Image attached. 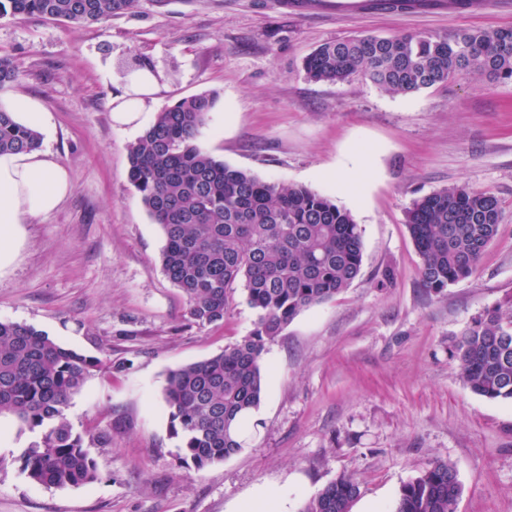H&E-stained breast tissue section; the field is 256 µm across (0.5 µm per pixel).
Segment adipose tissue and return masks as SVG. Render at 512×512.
<instances>
[{"mask_svg": "<svg viewBox=\"0 0 512 512\" xmlns=\"http://www.w3.org/2000/svg\"><path fill=\"white\" fill-rule=\"evenodd\" d=\"M126 84L133 97L116 106L113 116L119 124L134 127L155 79L150 71L141 70ZM70 189L67 170L48 151L0 155V264L9 259L20 225L55 210Z\"/></svg>", "mask_w": 512, "mask_h": 512, "instance_id": "1", "label": "adipose tissue"}]
</instances>
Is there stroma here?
<instances>
[{
  "mask_svg": "<svg viewBox=\"0 0 512 512\" xmlns=\"http://www.w3.org/2000/svg\"><path fill=\"white\" fill-rule=\"evenodd\" d=\"M288 2L139 0L89 26L0 17V56L18 72L0 101L25 95L51 112L41 147L72 183L57 209L21 225L0 268V320L123 366L91 374L66 411L74 430L112 431L110 445L88 448L93 483L32 482L20 458L35 435L0 416V512H240L264 490L298 512L341 474L360 489L351 512H391L402 484L438 458L457 471L456 512H512V402L472 392L451 355L474 319L512 295V81L462 73L391 95L358 77L316 83L303 67L319 45L355 35L512 28V9L306 16ZM128 63L155 72L141 127L181 98L215 94L201 149L331 198L362 234L357 278L267 344L244 449L200 471L178 464L166 375L247 336L256 313L239 289L221 325L191 323L164 275V234L127 180L140 133L111 116ZM362 148L374 161L353 201L319 172L349 166ZM453 187L493 194L501 221L475 274L435 293L422 282L406 212Z\"/></svg>",
  "mask_w": 512,
  "mask_h": 512,
  "instance_id": "1",
  "label": "stroma"
}]
</instances>
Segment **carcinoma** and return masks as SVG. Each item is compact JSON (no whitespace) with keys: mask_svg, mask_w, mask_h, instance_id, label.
I'll return each instance as SVG.
<instances>
[{"mask_svg":"<svg viewBox=\"0 0 512 512\" xmlns=\"http://www.w3.org/2000/svg\"><path fill=\"white\" fill-rule=\"evenodd\" d=\"M139 0H0V17L39 16L89 25L134 8ZM316 82L356 76L390 93L445 84L462 72L512 80V28L433 34L362 35L321 45L305 60ZM215 96L181 98L157 113L128 148V180L165 237L166 277L186 298L197 325L224 321L243 286L257 312L252 332L209 358L170 370L164 399L180 467L202 470L241 452L244 427L263 395L262 354L302 310L333 300L359 275L362 237L352 214L305 187L262 180L203 151L196 139ZM39 133L0 106V154L30 151ZM501 219L497 198L465 187L415 201L407 229L421 258V279L439 292L471 277ZM452 356L470 389L512 401V299L487 309L454 343ZM68 348L25 323L0 321V415L36 434L22 469L36 484L65 488L97 480L87 443H112V430L74 431L65 415L94 371H120ZM455 467L436 460L404 483L392 512H455ZM360 494L340 475L300 512H350Z\"/></svg>","mask_w":512,"mask_h":512,"instance_id":"cac0c4a2","label":"carcinoma"}]
</instances>
